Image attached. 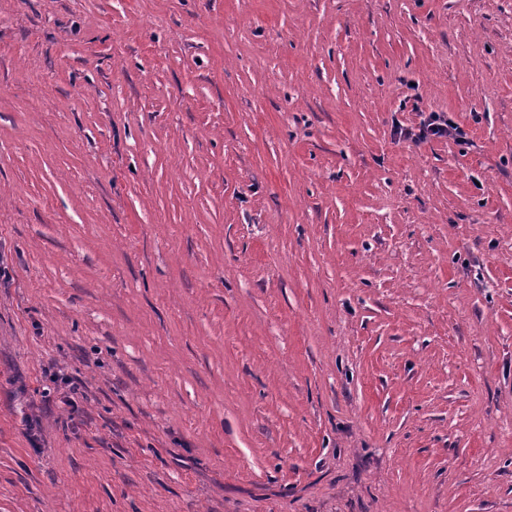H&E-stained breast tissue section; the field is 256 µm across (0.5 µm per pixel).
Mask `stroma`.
Instances as JSON below:
<instances>
[{
	"label": "stroma",
	"mask_w": 512,
	"mask_h": 512,
	"mask_svg": "<svg viewBox=\"0 0 512 512\" xmlns=\"http://www.w3.org/2000/svg\"><path fill=\"white\" fill-rule=\"evenodd\" d=\"M0 267V512H512V0H0ZM419 125L413 128L398 127L399 139L415 143L425 142L431 138L452 139L457 143L467 141L464 128L445 112L420 111Z\"/></svg>",
	"instance_id": "obj_1"
}]
</instances>
